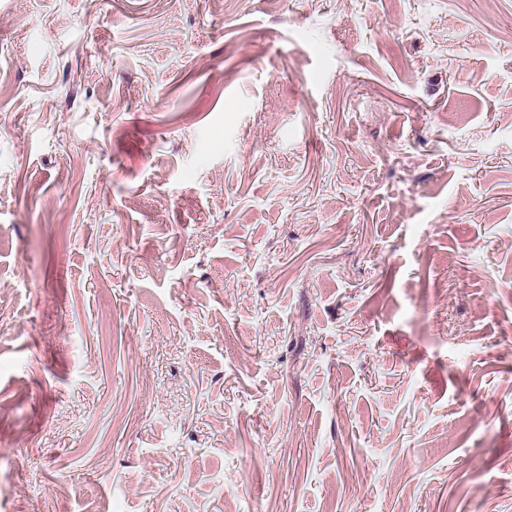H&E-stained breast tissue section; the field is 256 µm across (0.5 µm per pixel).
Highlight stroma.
Returning a JSON list of instances; mask_svg holds the SVG:
<instances>
[{
	"label": "stroma",
	"instance_id": "35a3bbf8",
	"mask_svg": "<svg viewBox=\"0 0 512 512\" xmlns=\"http://www.w3.org/2000/svg\"><path fill=\"white\" fill-rule=\"evenodd\" d=\"M0 512H512V0H0Z\"/></svg>",
	"mask_w": 512,
	"mask_h": 512
}]
</instances>
